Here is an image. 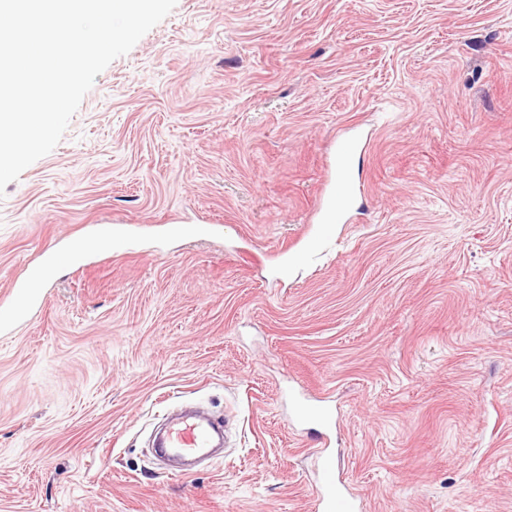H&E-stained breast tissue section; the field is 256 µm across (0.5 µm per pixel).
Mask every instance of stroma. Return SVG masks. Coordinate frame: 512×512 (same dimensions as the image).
I'll return each instance as SVG.
<instances>
[{
    "label": "stroma",
    "instance_id": "obj_1",
    "mask_svg": "<svg viewBox=\"0 0 512 512\" xmlns=\"http://www.w3.org/2000/svg\"><path fill=\"white\" fill-rule=\"evenodd\" d=\"M198 402L235 446L160 469ZM326 448L364 512H512V0H177L0 197V512H316ZM361 143L355 137L339 140L336 145L334 169L336 177L331 182L330 196L320 204L321 224L312 245L332 234L335 224H343L349 214L355 191L356 161L361 152ZM291 400L293 403L294 417L299 421L308 420L311 417H317L322 420L329 430L333 429L336 425V420L328 417L324 412H319L310 403L311 399L305 393L296 395L291 393Z\"/></svg>",
    "mask_w": 512,
    "mask_h": 512
}]
</instances>
